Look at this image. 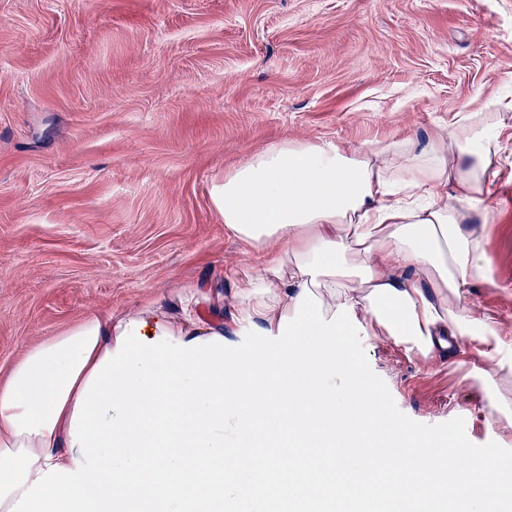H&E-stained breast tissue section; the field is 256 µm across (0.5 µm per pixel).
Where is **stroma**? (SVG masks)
<instances>
[{"mask_svg":"<svg viewBox=\"0 0 512 512\" xmlns=\"http://www.w3.org/2000/svg\"><path fill=\"white\" fill-rule=\"evenodd\" d=\"M512 88V0H0V379L86 314L254 270L210 189L282 141L450 126ZM484 247L482 314L512 338V112ZM398 408L492 413L454 365L362 337Z\"/></svg>","mask_w":512,"mask_h":512,"instance_id":"obj_1","label":"stroma"}]
</instances>
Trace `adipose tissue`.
<instances>
[{
    "label": "adipose tissue",
    "instance_id": "obj_1",
    "mask_svg": "<svg viewBox=\"0 0 512 512\" xmlns=\"http://www.w3.org/2000/svg\"><path fill=\"white\" fill-rule=\"evenodd\" d=\"M511 109L512 99L493 97L424 138L283 140L227 171L211 202L259 255L260 271L225 297L223 321L204 319L184 297L156 298L129 313L87 315L31 345L0 381V512L50 466L74 468L75 403L129 322H141L146 338L183 342L251 323L275 331L305 288L324 317L350 306L366 330L432 364H447L450 345L469 346L465 377L481 385L492 428L512 443V400L500 390L512 380V340L471 296L490 276L483 232L499 175V115Z\"/></svg>",
    "mask_w": 512,
    "mask_h": 512
}]
</instances>
